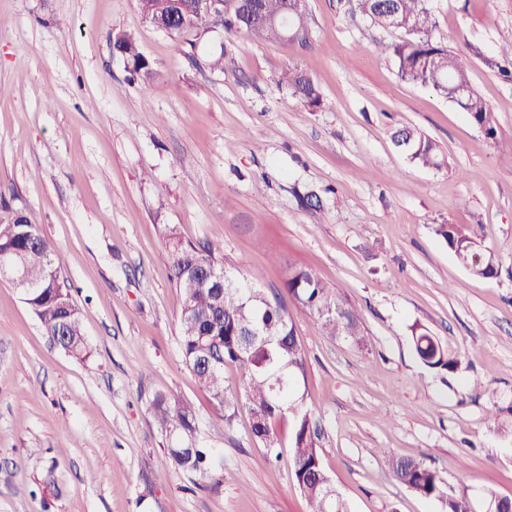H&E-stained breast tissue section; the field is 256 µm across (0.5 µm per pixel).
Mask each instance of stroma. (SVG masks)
Wrapping results in <instances>:
<instances>
[{"label":"stroma","instance_id":"35a3bbf8","mask_svg":"<svg viewBox=\"0 0 512 512\" xmlns=\"http://www.w3.org/2000/svg\"><path fill=\"white\" fill-rule=\"evenodd\" d=\"M436 37L470 59L497 112L495 137L428 87L401 81V32L348 0H307L309 44L155 28L137 0H0V207L60 247L90 355L54 346L21 292L0 279V512H307L288 426L270 460L246 407L232 422L183 362L181 296L165 227L223 244L265 295L313 270L360 317L362 343L289 311L323 466L349 512H443L392 475L424 458L476 495L512 498V81L490 69L512 41V0H429ZM134 33L156 73L130 81L113 37ZM223 56V70L209 60ZM297 66L319 86L310 111L278 84ZM400 125L444 162H410ZM315 191L321 202L301 205ZM461 224L495 254L471 275L436 234ZM428 329L456 371L418 358ZM195 407L208 479L161 478L165 438L149 403Z\"/></svg>","mask_w":512,"mask_h":512}]
</instances>
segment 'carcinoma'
<instances>
[{
    "label": "carcinoma",
    "instance_id": "obj_1",
    "mask_svg": "<svg viewBox=\"0 0 512 512\" xmlns=\"http://www.w3.org/2000/svg\"><path fill=\"white\" fill-rule=\"evenodd\" d=\"M154 13L169 20L170 35L207 32L214 24L212 15L197 0H151ZM355 8L370 22L384 29L400 30L405 38L389 46L398 75L408 83L430 87L444 95L457 83H469V60L463 51H453L435 36L436 21L427 0H355ZM289 12L293 16L294 38L310 40V18L306 0H224V31L246 32L265 40L283 38L281 27L272 19ZM117 53L134 63L130 73L146 82L155 79L148 59L136 38L119 34ZM499 73L512 79V43L500 49ZM288 95L311 110L322 106V94L303 70L288 68L280 80ZM461 110L485 134L493 138L498 119L494 109L476 91H471ZM393 145L421 166H441L437 144L415 128L404 125L391 135ZM436 233L448 244L456 260L476 277L499 274V263L491 253L466 249L471 237L459 224H439ZM164 245L172 271V281L182 297L179 316L180 346L185 365L224 411L231 422L239 400H244L250 415L261 421L251 425L257 443L273 456L279 439L273 423L289 418L292 478L309 504V512H348L343 498L332 497L324 484L325 470L319 453L318 433L300 395L306 377V358L301 340L284 298L269 299L257 288L235 282L218 288L203 280V267H213L233 279L232 265L224 258V246L203 248L183 241L173 228H166ZM0 251L16 254L19 275L29 288L26 303L37 316L44 333L57 347L80 358L87 345L79 310L73 304L71 288L64 286L59 271L64 262L61 250L27 216L14 210L0 215ZM289 299L309 313L329 336L355 342L362 340L357 312L342 301L315 273L304 267L288 275ZM338 308L335 317L326 315L327 306ZM419 359L431 368L452 370L456 361L426 329L412 336ZM241 372L242 392L224 384V368ZM154 420L165 436L163 448L168 466L186 474L205 475L207 453L200 444L197 416L192 404L182 398L158 393L151 401ZM394 478L402 485L442 503L445 512H469V501L453 490L449 482L425 459H391Z\"/></svg>",
    "mask_w": 512,
    "mask_h": 512
}]
</instances>
